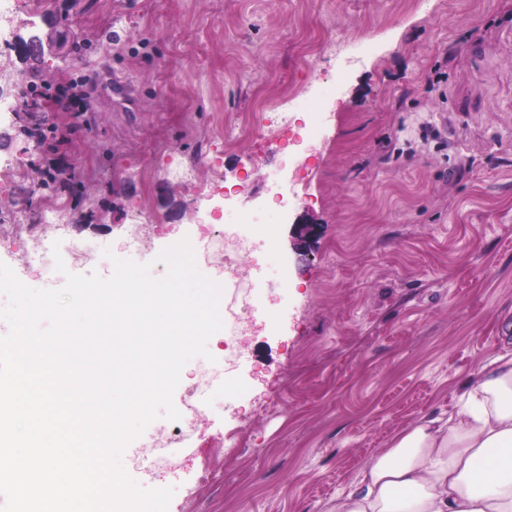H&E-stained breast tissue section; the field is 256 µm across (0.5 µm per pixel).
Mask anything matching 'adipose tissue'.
<instances>
[{
	"label": "adipose tissue",
	"mask_w": 512,
	"mask_h": 512,
	"mask_svg": "<svg viewBox=\"0 0 512 512\" xmlns=\"http://www.w3.org/2000/svg\"><path fill=\"white\" fill-rule=\"evenodd\" d=\"M336 512H512V348L365 464Z\"/></svg>",
	"instance_id": "obj_1"
}]
</instances>
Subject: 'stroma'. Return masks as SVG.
Returning a JSON list of instances; mask_svg holds the SVG:
<instances>
[{"label": "stroma", "mask_w": 512, "mask_h": 512, "mask_svg": "<svg viewBox=\"0 0 512 512\" xmlns=\"http://www.w3.org/2000/svg\"><path fill=\"white\" fill-rule=\"evenodd\" d=\"M0 26V89L83 80L85 112L20 98L0 120V262L27 268L50 228L151 264L174 236L226 272L230 384L186 401L182 463L138 464L167 442L157 418L123 455L169 512H332L368 459L451 409L505 343L512 313V0H20ZM311 115L281 108L294 94ZM58 152H50L51 144ZM23 175H15L16 164ZM53 181V190L42 189ZM147 208L152 224L133 223ZM223 248L206 243L220 214ZM140 239L128 251L131 239ZM214 475L203 483L202 467Z\"/></svg>", "instance_id": "obj_1"}]
</instances>
